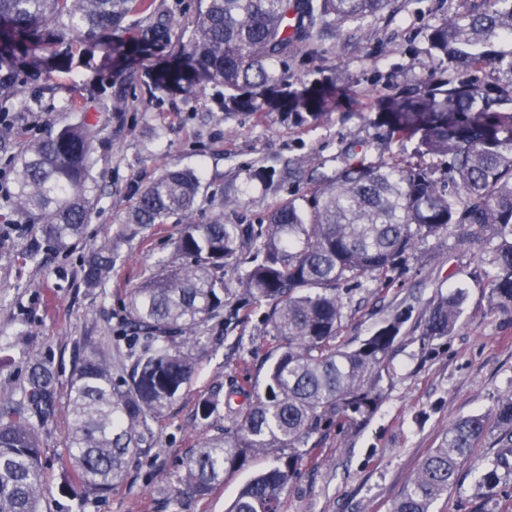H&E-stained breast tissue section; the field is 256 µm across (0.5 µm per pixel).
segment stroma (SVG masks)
<instances>
[{
    "mask_svg": "<svg viewBox=\"0 0 512 512\" xmlns=\"http://www.w3.org/2000/svg\"><path fill=\"white\" fill-rule=\"evenodd\" d=\"M458 10V0H391L386 10L325 30L300 47L285 67L288 95L339 88L314 126L296 124L275 105L225 114L210 87L190 94L156 88V72L172 58L168 51L125 70L55 71L25 87L10 112L22 132L15 148L84 116L97 129L90 181L95 208L72 250L36 249L24 226L0 223V401L21 398L33 355L50 357L57 372L56 410L39 427L47 481L40 512H227L244 483L269 465V457L253 454L209 494L175 493L191 453L231 424L224 408L201 420L199 402L233 381L250 394L264 387L279 341L266 305L254 304L232 331L223 320L209 323L194 351V379L152 422L151 448L133 459L111 492L84 503L63 493L76 363L96 354L111 361L114 375L122 374L129 349L119 337L120 300L159 264H181L174 245L180 227L158 224L119 242L110 279L95 289L83 285L81 257L124 221L137 189L174 163L201 173L197 222H206L213 202L228 194L238 204L226 219L256 226L289 199L310 195L318 177L343 168L349 144L366 145L372 161L432 165L431 157L414 154L390 134L378 105L439 74L430 29ZM491 259L488 251L475 258L453 235L428 239L416 244L388 284L340 287L344 318L337 343L357 346L398 314L404 324L382 372L378 408L365 421L334 424L314 436L317 455L304 458L289 480L280 512H388L453 421L492 415L512 392V310L497 308L488 278L473 274L475 267L490 268ZM457 289L464 300L454 330L423 336L432 303ZM498 452L493 431L433 512H512V476L492 491L478 483V469Z\"/></svg>",
    "mask_w": 512,
    "mask_h": 512,
    "instance_id": "35a3bbf8",
    "label": "stroma"
}]
</instances>
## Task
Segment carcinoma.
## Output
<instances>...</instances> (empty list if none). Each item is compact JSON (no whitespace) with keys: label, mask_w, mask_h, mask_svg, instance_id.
Returning <instances> with one entry per match:
<instances>
[{"label":"carcinoma","mask_w":512,"mask_h":512,"mask_svg":"<svg viewBox=\"0 0 512 512\" xmlns=\"http://www.w3.org/2000/svg\"><path fill=\"white\" fill-rule=\"evenodd\" d=\"M196 27L165 73L164 88L191 93L224 88V111H256L270 103L283 74L274 62L327 27L374 15L391 0H200ZM461 16L436 26L430 44L456 72L488 70L477 85L441 75L410 97L382 105L379 118L401 143L440 159L436 168L391 159L353 157L324 178L306 203L277 208L266 228L230 224L225 197L208 222L194 219L202 194L199 173L172 165L145 184L116 231L133 237L176 217L175 242L185 262L161 269L123 301L122 337L139 345L128 355L123 377L95 355L84 358L70 380L73 426L67 461L81 499L104 495L129 462L151 447V422L191 383L192 350L207 324L224 317V330L240 322L224 315V267L245 248L254 249L241 275L242 296L268 306L273 335L284 341L268 367L265 388L236 421L208 439L188 459L179 479L197 495L224 480L254 453L274 454L273 465L239 491L228 512H279L280 495L299 465L298 449L333 421H356L378 406L382 371L402 318L386 321L355 347L336 344L344 312L338 287L349 281L382 284L405 264L419 240L454 231L471 247L495 242L492 297L512 310V0H460ZM177 38L169 12L156 0H0V113L23 87L53 71L112 67L116 59H146ZM325 90L285 100L294 121L319 123ZM13 132L0 130V152L17 175L13 215L25 216L47 250L66 253L82 236L94 210L90 155L94 126L84 118L10 150ZM117 252L108 240L85 256L82 279L98 288L112 273ZM463 304L460 290L430 308L424 335H448ZM238 391L203 400L200 416L232 408ZM56 377L39 355L29 364L23 399L0 405V512H39L45 482L38 426L52 415ZM502 451L487 463L480 482L494 489L512 475V393L494 410ZM490 431L483 415L453 422L441 444L422 461L389 512H432L457 482L461 466Z\"/></svg>","instance_id":"cac0c4a2"}]
</instances>
